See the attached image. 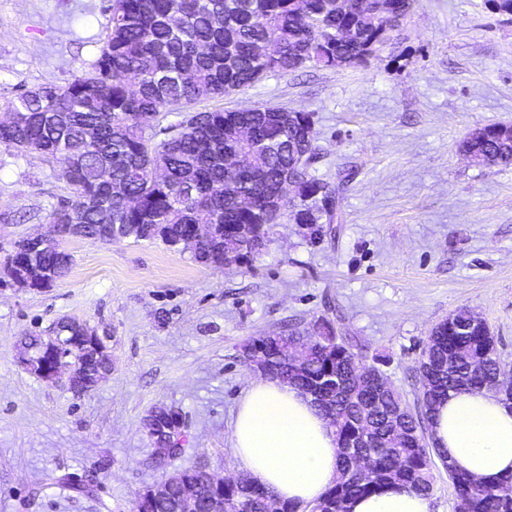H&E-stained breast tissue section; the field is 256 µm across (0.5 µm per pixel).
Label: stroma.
Here are the masks:
<instances>
[{"instance_id": "stroma-1", "label": "stroma", "mask_w": 512, "mask_h": 512, "mask_svg": "<svg viewBox=\"0 0 512 512\" xmlns=\"http://www.w3.org/2000/svg\"><path fill=\"white\" fill-rule=\"evenodd\" d=\"M106 5L0 0V116L21 91L87 69ZM220 105L312 113L309 173L336 191L334 233L314 243L283 220L240 268L73 237L62 243L70 271L52 288L0 287V512H130L174 471L237 474L231 422L254 377L243 344L322 316L409 402L432 327L462 308L485 320L512 375V166L460 150L472 130L512 124V16L488 0H418L365 62L272 72ZM68 193L60 163L0 148V250L51 234ZM63 317L95 328L112 353L111 375L86 393L18 361V336ZM162 404L182 412L186 438L157 469L142 423ZM66 477L98 489L74 493Z\"/></svg>"}]
</instances>
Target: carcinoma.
Returning a JSON list of instances; mask_svg holds the SVG:
<instances>
[{
  "label": "carcinoma",
  "mask_w": 512,
  "mask_h": 512,
  "mask_svg": "<svg viewBox=\"0 0 512 512\" xmlns=\"http://www.w3.org/2000/svg\"><path fill=\"white\" fill-rule=\"evenodd\" d=\"M109 23L100 53L82 75L64 84L46 82L20 92L0 120V147L37 153L65 164L73 198L50 214L52 224H77L81 237L107 241L132 239L166 246L198 234L192 259L207 267L251 263L282 221L280 209L266 210V191L288 194L282 179L293 159L305 156L295 173L301 203L290 219L322 239V216L333 221L336 193L308 177L315 139L295 140L307 112L275 107L240 110L201 108L271 72L307 66L336 69L359 64L376 37V16L342 12L337 0H108ZM352 26L357 38L336 41V29ZM182 119L162 127L160 119ZM462 144L498 165L512 166V127L488 125ZM244 197L256 211L238 206ZM55 244L23 258L8 252L3 271L53 286L72 261L61 259ZM468 309L454 313L430 331L417 361L421 412L393 411L404 403L397 388L374 385L379 369L363 368L352 337L331 321L319 320V334L306 339L298 330L250 338L241 350L244 364L261 349L268 357L262 375L300 386L336 429L340 476L311 512H340L350 500L400 484L428 498L435 490V461L448 472L455 492L471 498V512H512V475L494 485L472 484L447 458L428 446L426 433L435 405L448 393L482 390L502 371L497 342L487 325L467 322ZM55 331L68 344L69 358L81 362L94 381L107 357L83 346L81 331L65 320ZM304 360L294 372L288 358ZM158 416L144 419L151 444L182 450L179 423ZM198 490L195 512H210L218 486H224V512H299L269 489L243 476L226 480L205 467L191 470ZM183 473L170 476L164 494L149 501V512H178Z\"/></svg>",
  "instance_id": "carcinoma-1"
}]
</instances>
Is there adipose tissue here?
Listing matches in <instances>:
<instances>
[{
  "label": "adipose tissue",
  "instance_id": "adipose-tissue-1",
  "mask_svg": "<svg viewBox=\"0 0 512 512\" xmlns=\"http://www.w3.org/2000/svg\"><path fill=\"white\" fill-rule=\"evenodd\" d=\"M429 433L454 468L481 482L512 474V408L489 390L449 393L432 413ZM232 441L245 477L278 499L319 501L339 476L334 428L301 388L265 376L252 381L235 414ZM350 512H431L428 498L385 487L353 500Z\"/></svg>",
  "mask_w": 512,
  "mask_h": 512
}]
</instances>
